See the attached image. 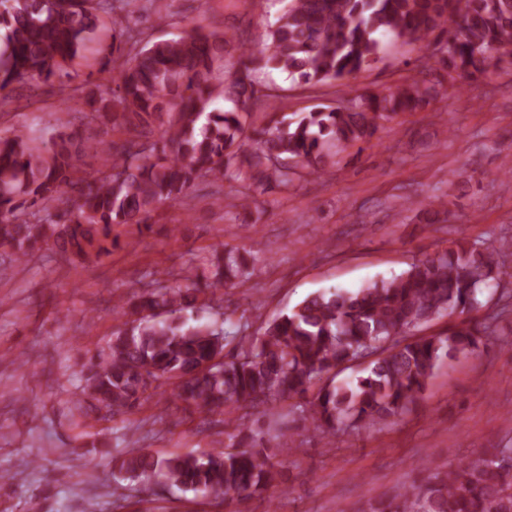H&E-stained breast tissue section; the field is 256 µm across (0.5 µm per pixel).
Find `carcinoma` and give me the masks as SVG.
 Returning a JSON list of instances; mask_svg holds the SVG:
<instances>
[{
	"label": "carcinoma",
	"mask_w": 512,
	"mask_h": 512,
	"mask_svg": "<svg viewBox=\"0 0 512 512\" xmlns=\"http://www.w3.org/2000/svg\"><path fill=\"white\" fill-rule=\"evenodd\" d=\"M101 11L105 0H0V91L23 77L48 83L64 73L95 40ZM383 37L427 50L445 42L433 54L434 79H405L387 93L350 86L332 108L255 125L252 109L263 97L255 71L280 70L314 86L350 79L377 60ZM232 48L225 35L197 31L148 40L123 63L112 58L121 46L98 49L99 83L70 99L128 136L97 142L105 163L92 173L79 165L85 146L73 134L46 144L21 129L0 136V265L43 248L83 263L110 257L126 228L151 229L159 207L182 204L200 177L288 191L301 171L317 173L336 151L370 142L382 123L428 107L445 82L488 73L495 52L511 56L512 0H286L264 51L241 50L233 71ZM156 127L161 135L152 142ZM510 251L509 242L485 252L457 240L389 279L320 291L260 334L240 337V351L226 360L223 328L181 315L209 308L206 290L251 275L239 251L216 250L209 267L124 302L125 321L90 358L74 409L99 422L175 385L187 405L227 415L241 440L199 455L132 451L114 463L118 476L144 485L159 476L202 498L242 502L279 486L280 477L247 431L252 410L294 400L324 437L405 414L442 359L479 354L487 344L465 319L443 334L402 335L476 309L483 290L500 285ZM368 357L362 375L336 382L349 363ZM367 512H512V447L494 445Z\"/></svg>",
	"instance_id": "1"
}]
</instances>
